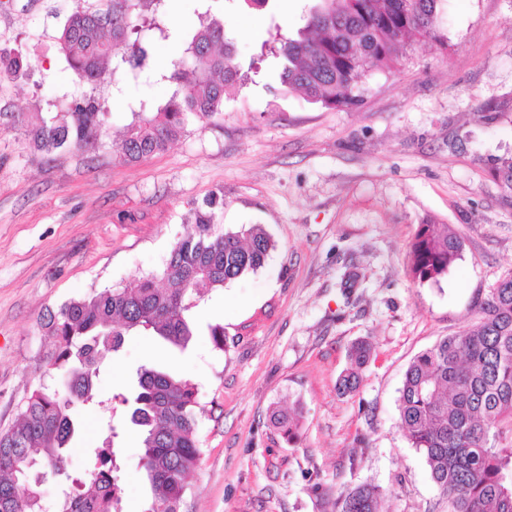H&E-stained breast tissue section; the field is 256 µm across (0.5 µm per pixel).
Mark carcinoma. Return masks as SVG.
Segmentation results:
<instances>
[{
	"label": "carcinoma",
	"mask_w": 512,
	"mask_h": 512,
	"mask_svg": "<svg viewBox=\"0 0 512 512\" xmlns=\"http://www.w3.org/2000/svg\"><path fill=\"white\" fill-rule=\"evenodd\" d=\"M165 0H80L55 35V44L80 93L63 95L64 111L48 112L26 132L46 153L81 150L98 140L110 115L96 93L101 69L143 84L167 81L169 99H139L130 105L121 157L139 162L164 151L194 120L209 122L224 111V99L245 84L224 25L204 13L181 55L166 71L157 69L151 41L170 37L161 16ZM444 0H314L295 32L275 26L260 56L281 60L280 84L329 109L360 101L368 75L402 57L412 37L442 41ZM28 67L19 47H0V78H19ZM496 177L512 194V156L500 158ZM214 194L196 211L194 229L181 237L160 276L133 288H104L71 298L43 315L50 337L45 362L65 375V384H43L27 397L17 423L0 433V512H41L40 497L24 487L25 474L49 468L65 483L59 512H122L115 494L117 472L108 425L106 447L95 455L84 482L64 463L74 435L73 406H103L94 381L104 361L125 336L138 330L186 349L195 336L192 310L203 291L224 287L262 268L275 242L260 224L226 231ZM462 242L443 224H420L409 246V273L437 284L460 259ZM507 282L477 303L479 323L447 336L408 366L399 396V418L412 447L423 457L432 481L448 496V512H512V270ZM372 346L354 343L338 388L354 393L363 379ZM198 389L172 369L141 367L130 422L141 436V460L150 490L144 512H180L186 478L200 457L197 437ZM286 439L297 418L286 409L271 414ZM382 489L362 484L341 497L338 512H381Z\"/></svg>",
	"instance_id": "obj_1"
}]
</instances>
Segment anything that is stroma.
I'll use <instances>...</instances> for the list:
<instances>
[{
	"instance_id": "35a3bbf8",
	"label": "stroma",
	"mask_w": 512,
	"mask_h": 512,
	"mask_svg": "<svg viewBox=\"0 0 512 512\" xmlns=\"http://www.w3.org/2000/svg\"><path fill=\"white\" fill-rule=\"evenodd\" d=\"M75 4L0 8V45L23 46L30 63L0 80V113L33 123L72 89L54 36ZM207 9L232 32L249 80L222 116L190 123L166 151L120 159L130 102H161L172 88L129 83L118 94L108 70L97 83L111 109L100 141L47 156L24 130L0 131V431L33 388L61 378L43 361L46 310L159 272L194 209L216 194L226 230L263 225L275 249L199 302L185 351L127 336L101 369L100 400L131 393L143 365L197 384L201 456L182 512H336L364 483L383 490L382 512H448L401 428L398 398L412 359L474 327L477 302L512 270V197L493 173L512 155V0H445L446 44L415 41L369 76L361 104L341 110L280 93L278 60L256 56L269 19L238 0H181L168 25L190 33ZM426 221L463 243L436 284L408 273L409 243ZM216 323L220 350L209 335ZM359 339L373 355L358 393L343 395L336 383ZM277 407L300 413L293 440L268 421ZM73 416L67 469L82 474L104 439L101 421H121L122 411L78 407ZM116 446L124 512H144L136 431Z\"/></svg>"
}]
</instances>
